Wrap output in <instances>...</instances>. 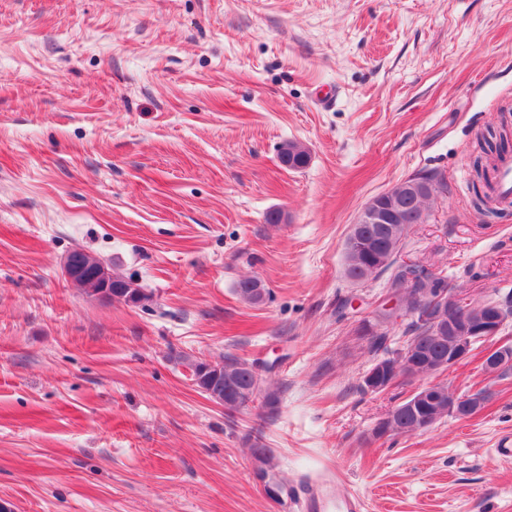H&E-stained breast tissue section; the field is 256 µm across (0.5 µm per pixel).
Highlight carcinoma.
Here are the masks:
<instances>
[{"instance_id": "obj_1", "label": "carcinoma", "mask_w": 512, "mask_h": 512, "mask_svg": "<svg viewBox=\"0 0 512 512\" xmlns=\"http://www.w3.org/2000/svg\"><path fill=\"white\" fill-rule=\"evenodd\" d=\"M511 140L512 130L507 126L503 125L498 129L490 128L487 130V134L479 140L473 158V202L488 217L496 214L494 208L489 206L492 172L495 169V162L506 153V148ZM285 146L288 147V159L292 161L291 168L302 169L307 166V162L302 159L304 145L289 141L285 143ZM393 277L401 280V284L406 290V296L409 298L418 288H428L435 293L441 288L448 287V282L444 278L436 274L433 275L423 268L418 269V272L409 279L404 278L400 272L388 275L390 279ZM236 291L244 302L254 306L262 304L266 297V289L261 282L250 277L240 280ZM152 298V293L134 282L117 275L112 276V299L126 304L129 302L137 304L150 302ZM430 330L431 326L428 324V320L420 317L413 318L407 328V332L410 333L409 340L418 342L421 349L427 348L432 352L448 351V342L436 340L430 334ZM192 372L194 384L206 395L211 392H222L229 382L234 384L235 393L228 404V410L231 412L248 406L259 397L263 399V403L267 407L275 404L278 400L276 393L270 390L265 380V373L268 372V369L259 368V364L256 362L226 356L224 362L219 364L197 361L192 364ZM396 409L398 410L396 424L399 434L411 433V420L419 408L412 406L410 400L406 399L398 404Z\"/></svg>"}]
</instances>
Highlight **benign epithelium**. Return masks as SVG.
Returning a JSON list of instances; mask_svg holds the SVG:
<instances>
[{
    "label": "benign epithelium",
    "mask_w": 512,
    "mask_h": 512,
    "mask_svg": "<svg viewBox=\"0 0 512 512\" xmlns=\"http://www.w3.org/2000/svg\"><path fill=\"white\" fill-rule=\"evenodd\" d=\"M425 188L424 181L415 177L406 180L399 192L388 190L382 193V197L371 199L352 225L346 240L347 262H359L369 253L376 263L387 264L388 251L368 245L360 235L359 226L381 224L384 234H390L401 227L408 204L418 198ZM63 269L72 277H97L95 269L71 254L65 258ZM403 295L404 291L399 286L391 288L376 305L371 316L359 321L357 329L371 336L397 324L408 314L416 315L423 310H429L434 312L432 332L438 337H448V355L433 358L413 345H407L397 353L385 355L363 377V384L369 391L380 392L397 383L411 381L423 375H434L458 366L473 354L477 343H486L499 335L512 319V298L509 296L492 302L480 311L468 305L469 294L464 288H450L436 297L418 295L412 305L404 300ZM483 363L486 373L498 372L504 365L512 363V346H493L486 349ZM409 398L420 407L430 405V415L417 418L414 428L418 431L429 429L446 414L458 418L471 417L482 410L485 404L480 393L476 391L463 395L448 394L441 385L435 383L416 387ZM396 414L397 411L394 410L382 418L372 431L373 437L383 438L395 434ZM255 471L268 490L274 495L278 494L279 483L262 460H255Z\"/></svg>",
    "instance_id": "obj_1"
}]
</instances>
